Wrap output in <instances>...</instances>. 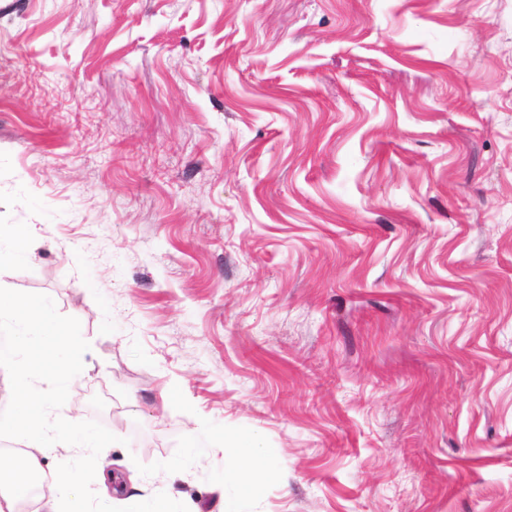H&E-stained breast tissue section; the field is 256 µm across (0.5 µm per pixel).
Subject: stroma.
I'll return each mask as SVG.
<instances>
[{"mask_svg": "<svg viewBox=\"0 0 512 512\" xmlns=\"http://www.w3.org/2000/svg\"><path fill=\"white\" fill-rule=\"evenodd\" d=\"M0 230L103 501L512 512V0H0ZM227 452L233 456L236 472L243 475L263 478L274 467V452L270 448H262L256 438L234 444L227 448Z\"/></svg>", "mask_w": 512, "mask_h": 512, "instance_id": "stroma-1", "label": "stroma"}]
</instances>
